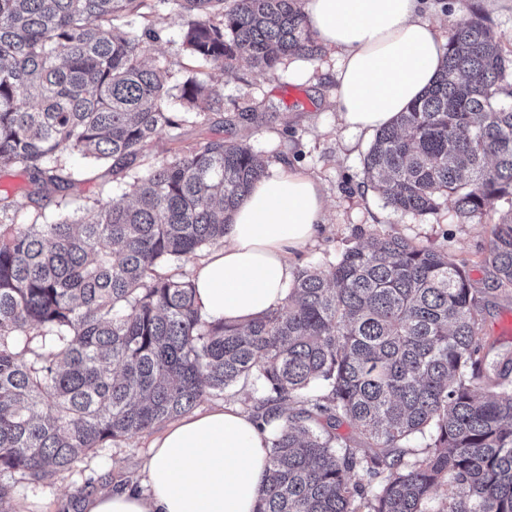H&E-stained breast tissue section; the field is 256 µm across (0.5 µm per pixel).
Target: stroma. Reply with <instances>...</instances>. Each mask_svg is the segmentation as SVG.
Returning a JSON list of instances; mask_svg holds the SVG:
<instances>
[{"label": "stroma", "mask_w": 512, "mask_h": 512, "mask_svg": "<svg viewBox=\"0 0 512 512\" xmlns=\"http://www.w3.org/2000/svg\"><path fill=\"white\" fill-rule=\"evenodd\" d=\"M429 20L443 35H451L466 24L473 13H480L495 33L503 54L512 61V0H428ZM162 34L153 42L148 62L165 65L171 84H182L198 70L180 50L183 19L175 14L163 16ZM309 78L281 71L272 76L258 69L224 73L209 71L206 80L224 94L225 113L251 108L272 113L261 127L242 124L233 129L234 138L249 143L269 162L288 159L290 164L316 178L327 194L326 222L317 239L297 255L298 268L336 260L351 246L379 234H392L420 245L435 247L469 262L470 276L484 283L489 279L481 263L492 224L499 211H492L479 222L457 217L453 201H444L436 213L417 215L386 207L382 198L367 185L363 157L373 142L372 135L354 132L343 125L335 110L336 59L321 51L313 61ZM219 116L204 124L185 126L180 138L160 130L146 151L145 167H153L182 155L188 147L208 137L224 134ZM485 331L494 354L512 352V333L503 324L512 318V298L498 292L483 296ZM153 431L110 442L89 452L72 470L32 484L21 476L10 483L14 490L10 504L14 512H61L63 499L79 500L106 483H123L139 476Z\"/></svg>", "instance_id": "obj_1"}]
</instances>
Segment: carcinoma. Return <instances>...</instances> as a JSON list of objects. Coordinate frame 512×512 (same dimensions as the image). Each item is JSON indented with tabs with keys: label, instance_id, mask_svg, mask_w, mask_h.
Returning a JSON list of instances; mask_svg holds the SVG:
<instances>
[{
	"label": "carcinoma",
	"instance_id": "1",
	"mask_svg": "<svg viewBox=\"0 0 512 512\" xmlns=\"http://www.w3.org/2000/svg\"><path fill=\"white\" fill-rule=\"evenodd\" d=\"M161 2L186 19L180 46L199 68L274 72L319 53L301 0ZM158 20L152 0H0V171L22 170L31 207L24 224L0 194V506L3 478L65 473L242 381L255 417L282 420L256 512H429L442 487V512H512V357L488 361L468 260L379 234L297 271L286 304L246 328L206 318L193 280L162 269L224 246L267 173L224 137L146 169L129 200L47 221L48 203L72 206L91 180L68 156L121 182L159 130L223 106L196 77L173 94L169 70L146 62ZM508 68L483 18L455 30L433 83L364 157L388 206L431 214L450 197L473 221L512 204ZM481 263L487 288L511 294L512 209Z\"/></svg>",
	"mask_w": 512,
	"mask_h": 512
}]
</instances>
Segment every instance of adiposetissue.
Here are the masks:
<instances>
[{"label": "adipose tissue", "mask_w": 512, "mask_h": 512, "mask_svg": "<svg viewBox=\"0 0 512 512\" xmlns=\"http://www.w3.org/2000/svg\"><path fill=\"white\" fill-rule=\"evenodd\" d=\"M309 30L335 51L336 110L353 130L388 124L432 82L448 40L421 0H303ZM326 216L307 173L280 161L232 216L222 248L194 274L196 302L213 320L245 327L285 303L295 251ZM268 467V434L233 402L187 415L150 446L141 485H111L85 512H256Z\"/></svg>", "instance_id": "adipose-tissue-1"}]
</instances>
